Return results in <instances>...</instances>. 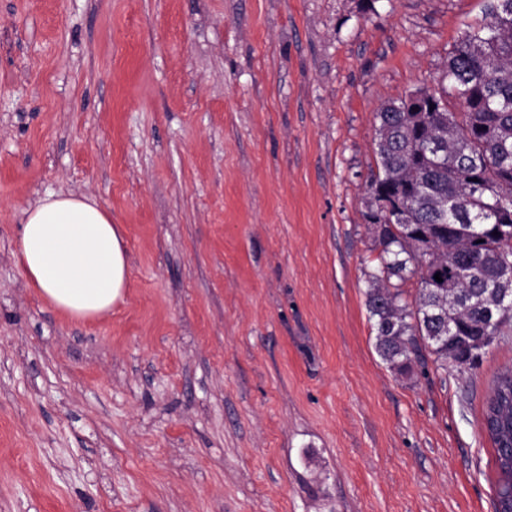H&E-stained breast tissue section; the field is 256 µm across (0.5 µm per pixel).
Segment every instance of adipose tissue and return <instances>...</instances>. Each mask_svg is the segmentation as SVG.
I'll return each mask as SVG.
<instances>
[{
  "label": "adipose tissue",
  "mask_w": 512,
  "mask_h": 512,
  "mask_svg": "<svg viewBox=\"0 0 512 512\" xmlns=\"http://www.w3.org/2000/svg\"><path fill=\"white\" fill-rule=\"evenodd\" d=\"M18 263L29 287L76 319L102 318L124 297V231L86 196L48 194L25 211Z\"/></svg>",
  "instance_id": "obj_1"
}]
</instances>
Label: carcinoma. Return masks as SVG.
<instances>
[{
	"label": "carcinoma",
	"mask_w": 512,
	"mask_h": 512,
	"mask_svg": "<svg viewBox=\"0 0 512 512\" xmlns=\"http://www.w3.org/2000/svg\"><path fill=\"white\" fill-rule=\"evenodd\" d=\"M439 85L422 112L406 98L374 113L366 219L384 231L365 273L366 306L376 352L401 373L424 347L446 371L480 337L512 335V313L497 324L485 315L492 289L512 282V0H487ZM505 390L499 426L512 436V367L490 397Z\"/></svg>",
	"instance_id": "obj_1"
}]
</instances>
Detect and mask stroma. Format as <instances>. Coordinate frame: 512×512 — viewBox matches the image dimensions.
Instances as JSON below:
<instances>
[{
	"mask_svg": "<svg viewBox=\"0 0 512 512\" xmlns=\"http://www.w3.org/2000/svg\"><path fill=\"white\" fill-rule=\"evenodd\" d=\"M485 0H0V512H495L467 372L376 353L374 114ZM93 198L129 287L28 288L24 211Z\"/></svg>",
	"mask_w": 512,
	"mask_h": 512,
	"instance_id": "1",
	"label": "stroma"
}]
</instances>
